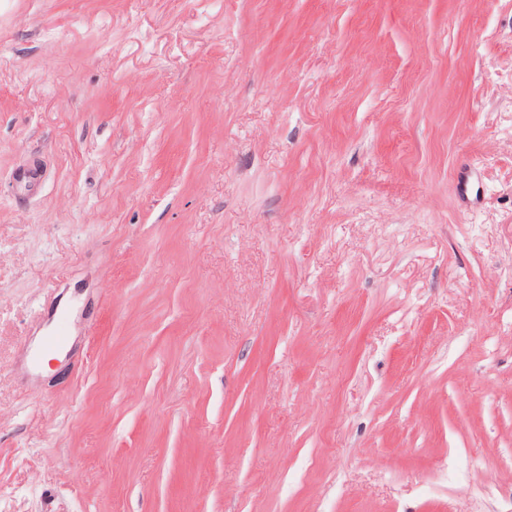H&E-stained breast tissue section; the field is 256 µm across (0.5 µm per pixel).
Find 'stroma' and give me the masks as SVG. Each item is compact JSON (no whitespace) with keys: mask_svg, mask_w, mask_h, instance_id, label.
<instances>
[{"mask_svg":"<svg viewBox=\"0 0 512 512\" xmlns=\"http://www.w3.org/2000/svg\"><path fill=\"white\" fill-rule=\"evenodd\" d=\"M0 512H512V0H0Z\"/></svg>","mask_w":512,"mask_h":512,"instance_id":"obj_1","label":"stroma"}]
</instances>
